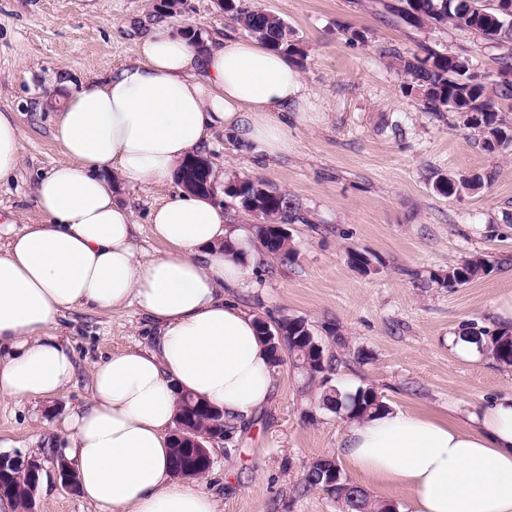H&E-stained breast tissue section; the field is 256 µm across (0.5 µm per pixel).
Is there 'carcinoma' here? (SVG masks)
<instances>
[{"mask_svg": "<svg viewBox=\"0 0 512 512\" xmlns=\"http://www.w3.org/2000/svg\"><path fill=\"white\" fill-rule=\"evenodd\" d=\"M399 5L391 6L398 18L410 26L422 29L427 25H448L467 30L485 40L495 41L503 48L499 57V68L495 79L471 72L468 61L461 55L426 51L420 56L413 52L408 55H393L398 69L410 80L413 90L424 109L428 112H454L462 117L463 125L480 137L488 151L512 146V126L499 115L494 97H512V23L494 12L484 0H398ZM224 13L243 28L251 37L277 50L291 55H304L294 40L288 24L279 16L258 9L248 0H224ZM479 185L477 178L440 177L435 189L442 195L472 190ZM224 198L243 211L253 215L257 224L252 226L253 235L265 253L281 260H291L296 250L289 237L276 234L280 224L307 223L299 205L285 191L254 180L238 182V177L224 180ZM494 262L488 256L476 254L462 264L448 269V286L464 285L487 275ZM277 323L285 332L288 352L300 367L308 366L318 375L336 356L326 350H316L312 345V327L303 317H283ZM459 334L482 345V351L500 367H512V332L503 329L480 327L476 323L462 325ZM321 401L326 409L344 412L348 420H367L386 409V404L370 388H360L343 396L335 388L322 392ZM178 418L194 428L204 420L211 419L209 407L202 401L189 398L180 407ZM336 470V459L332 456L318 458L308 466L301 478L302 492L321 489L327 475ZM340 483L348 488L344 503L347 512H392V508L372 501L367 492L357 486ZM3 494L13 497L24 505L26 486L17 480L1 482Z\"/></svg>", "mask_w": 512, "mask_h": 512, "instance_id": "carcinoma-1", "label": "carcinoma"}]
</instances>
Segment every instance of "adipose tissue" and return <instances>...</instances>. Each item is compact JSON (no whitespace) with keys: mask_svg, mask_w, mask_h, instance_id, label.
I'll return each mask as SVG.
<instances>
[{"mask_svg":"<svg viewBox=\"0 0 512 512\" xmlns=\"http://www.w3.org/2000/svg\"><path fill=\"white\" fill-rule=\"evenodd\" d=\"M307 101L285 53L233 35L200 45L159 20L135 59L85 80L59 110L67 160L36 184L42 222L0 225V398L53 397L71 383L74 357L56 337L64 311L133 306L154 322L151 347L95 363L88 405L64 422L63 455L96 512H217L205 486L174 475L176 394L239 421L274 392L256 316L235 299L262 249L221 206L181 188L149 216L165 252L139 259L134 213L113 184L173 182L219 129L259 158L276 156ZM227 240L235 251L223 250ZM339 451L411 491L409 512H512V389L461 422L402 410L352 422Z\"/></svg>","mask_w":512,"mask_h":512,"instance_id":"ef3b65f1","label":"adipose tissue"}]
</instances>
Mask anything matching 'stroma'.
<instances>
[{
  "label": "stroma",
  "instance_id": "obj_1",
  "mask_svg": "<svg viewBox=\"0 0 512 512\" xmlns=\"http://www.w3.org/2000/svg\"><path fill=\"white\" fill-rule=\"evenodd\" d=\"M390 0H253L285 20L305 50L296 58L310 93L305 118L290 123L286 154L262 163L224 133L206 157L225 177L248 176L288 192L306 223L288 232L293 260L259 263L237 300L273 322L306 318L325 345L329 328L346 340L326 384L309 382L291 357L275 368V393L252 426L215 445L206 480L218 512H340L327 492L298 496L310 463L335 455L348 425L322 408L324 387H370L389 408L459 417L481 400L512 389V370L482 356H459L446 338L461 325L494 329L502 300L512 297V147L489 152L451 112H427L389 52L430 49L459 54L472 72L496 73L501 48L452 26L415 29L387 10ZM152 0H0V112L14 113L23 141L15 175L0 181V222L38 224L35 180L64 162L53 131L55 105L84 80L135 57ZM201 38L243 36L214 0H186L172 17ZM364 39L349 42L346 29ZM442 176L480 178L474 191L444 196ZM168 188H119L139 225L137 255H160L148 222ZM373 259L370 273L349 262L351 250ZM497 264L484 278L448 287L444 279L470 256ZM156 330L132 307L65 313L58 335L72 350L76 374L59 395L0 401V453L52 449L62 423L90 398L96 362L151 343ZM344 476L380 503L405 512L407 490L374 481L341 460ZM37 512H95L77 489L45 465Z\"/></svg>",
  "mask_w": 512,
  "mask_h": 512
}]
</instances>
